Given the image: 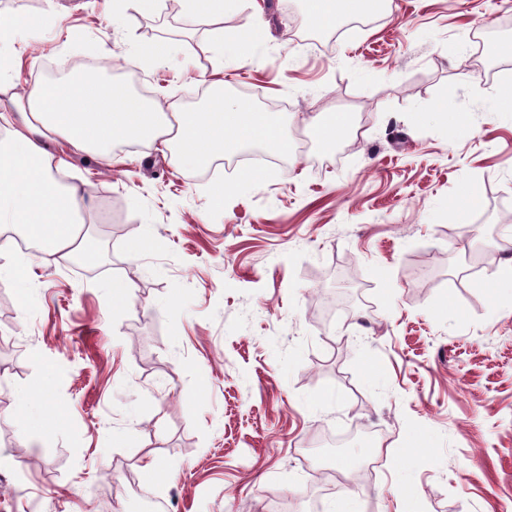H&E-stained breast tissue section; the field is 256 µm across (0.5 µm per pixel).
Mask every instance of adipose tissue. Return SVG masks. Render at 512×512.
I'll list each match as a JSON object with an SVG mask.
<instances>
[{
	"label": "adipose tissue",
	"mask_w": 512,
	"mask_h": 512,
	"mask_svg": "<svg viewBox=\"0 0 512 512\" xmlns=\"http://www.w3.org/2000/svg\"><path fill=\"white\" fill-rule=\"evenodd\" d=\"M392 0H306L307 13L331 27L341 17L374 8L390 12ZM8 138L0 144V223L20 227L48 251L71 248L80 234L75 222L87 191L55 179L42 146L56 139L77 151H97L111 160L119 142L171 149L178 162L200 166L247 145L286 149L279 113L251 112L231 100L215 101L205 112H169L134 100L119 89L70 81L37 83L0 105Z\"/></svg>",
	"instance_id": "ef3b65f1"
}]
</instances>
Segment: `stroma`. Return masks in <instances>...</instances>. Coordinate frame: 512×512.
I'll return each instance as SVG.
<instances>
[{"instance_id":"stroma-1","label":"stroma","mask_w":512,"mask_h":512,"mask_svg":"<svg viewBox=\"0 0 512 512\" xmlns=\"http://www.w3.org/2000/svg\"><path fill=\"white\" fill-rule=\"evenodd\" d=\"M21 48L0 102L49 65L121 59L117 84L183 106L199 86L284 105L290 137L347 113L333 157L178 168L155 149L97 154L48 143L85 184L78 249L0 261V512H512V292L488 289L512 225V0H393L379 23L297 45L304 0H247L223 30L150 15L168 56L117 0H0ZM491 39L480 72L471 36ZM199 42L191 52L190 42ZM152 241L139 246L144 233ZM132 284L112 304V284ZM38 389L54 423L23 426ZM348 436L330 457L316 436ZM154 461L172 481L146 475Z\"/></svg>"}]
</instances>
